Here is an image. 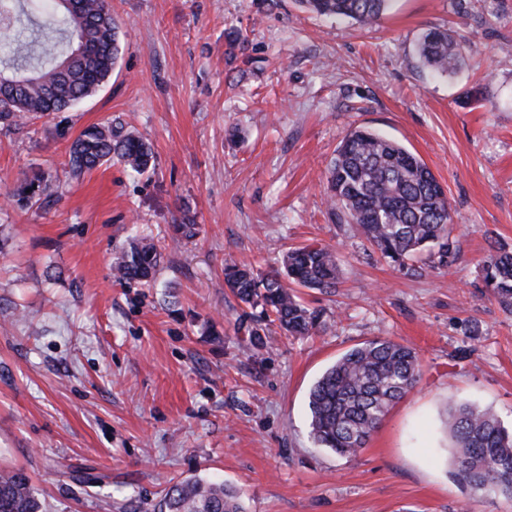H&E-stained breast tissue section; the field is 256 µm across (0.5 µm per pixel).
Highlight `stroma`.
<instances>
[{"label":"stroma","mask_w":512,"mask_h":512,"mask_svg":"<svg viewBox=\"0 0 512 512\" xmlns=\"http://www.w3.org/2000/svg\"><path fill=\"white\" fill-rule=\"evenodd\" d=\"M109 2L110 81L0 131V471H23L42 512H151L190 477L235 487L248 512H462L449 402L512 428V309L482 277L491 242L512 248V0H393L369 30L296 0ZM231 26L244 49L229 50ZM432 28L463 42L452 72L419 60ZM110 119L151 143L154 169L114 160L72 176V143ZM359 126L443 185L447 267L422 255L404 274L332 213L327 170ZM185 210L199 234L177 242ZM135 232L164 257L150 287L112 275ZM312 242L340 260L336 292H301L325 327L298 339L268 323L250 352L225 262L276 268ZM374 338L412 344L422 375L345 459L310 441L309 391Z\"/></svg>","instance_id":"35a3bbf8"}]
</instances>
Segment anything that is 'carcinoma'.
Returning a JSON list of instances; mask_svg holds the SVG:
<instances>
[{"mask_svg":"<svg viewBox=\"0 0 512 512\" xmlns=\"http://www.w3.org/2000/svg\"><path fill=\"white\" fill-rule=\"evenodd\" d=\"M391 0H299L306 10L344 17L361 28L376 24ZM22 0H0V19L21 22ZM27 11L49 20L58 37L33 44L20 39L0 58V127L56 115L90 97L111 76L119 55V27L108 0H83L73 13L63 0L43 5L27 0ZM462 42L439 28L420 39L418 53L427 67L446 73L462 57ZM138 175L154 166L151 144L107 122L84 129L72 144L73 173L91 172L112 159ZM328 190L333 214L352 224L382 258L399 270L426 251L444 266L454 253L455 213L444 187L417 155L379 133L350 129L331 162ZM175 238L191 240L197 224L183 215L172 225ZM163 264L155 246L133 238L116 255L112 271L124 283H154ZM488 294L512 307V251L492 246L483 260ZM340 284L339 261L330 248L307 244L289 251L283 269L258 272L235 262L224 266V285L250 309H260L249 330L250 345H264L262 321H272L290 336H310L325 325L323 313L309 308L297 289L331 292ZM420 377L415 348L376 338L348 350L315 382L309 393V436L319 448L353 458L366 447L389 408L414 388ZM448 432L455 446L452 477L469 492L466 508L480 498H512V433L490 408L448 405ZM0 512H41L28 478L0 474ZM157 512H246L241 495L221 483L186 479L169 485Z\"/></svg>","mask_w":512,"mask_h":512,"instance_id":"obj_1","label":"carcinoma"}]
</instances>
